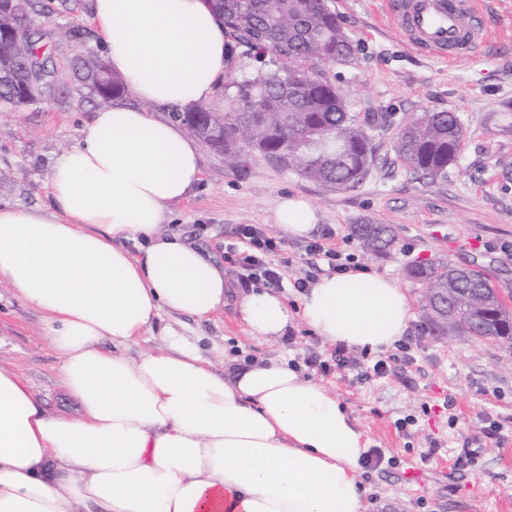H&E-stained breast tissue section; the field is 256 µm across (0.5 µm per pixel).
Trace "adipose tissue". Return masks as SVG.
Masks as SVG:
<instances>
[{"instance_id":"adipose-tissue-1","label":"adipose tissue","mask_w":512,"mask_h":512,"mask_svg":"<svg viewBox=\"0 0 512 512\" xmlns=\"http://www.w3.org/2000/svg\"><path fill=\"white\" fill-rule=\"evenodd\" d=\"M88 21L138 106L99 108L61 152L49 208L0 206V283L44 316L79 417L48 413L0 365V512H363L364 433L335 394L287 359H230L215 371L164 327V347L126 346L162 315L204 321L229 290L224 271L177 233L166 209L201 179L198 144L158 107L212 98L224 80V21L210 0H92ZM280 230L316 227L287 196ZM293 314L257 287L236 310L251 336L276 340L294 317L332 345L392 347L414 313L375 270L321 276Z\"/></svg>"}]
</instances>
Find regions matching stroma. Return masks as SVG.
I'll use <instances>...</instances> for the list:
<instances>
[{"mask_svg": "<svg viewBox=\"0 0 512 512\" xmlns=\"http://www.w3.org/2000/svg\"><path fill=\"white\" fill-rule=\"evenodd\" d=\"M48 32L45 52L61 85L55 99L0 109V170L12 181L0 185V204L48 207V180L56 158L77 144L101 99L89 97L75 67L102 46L87 17L91 0H42ZM336 13L357 44L353 61L327 66L326 73L358 117L383 116L373 135L378 160L356 187L337 189L299 177L251 154L243 168H231L223 153L203 149L201 180L172 205L167 231L188 238L224 266L233 292H243L237 272L224 261L238 247L242 224L271 228L280 199L304 197L316 210L314 238L333 229L337 251L356 263L395 278L411 300L420 288L406 276L418 261H445L486 277L512 309V132L493 129V119L512 106V0H478L483 37L478 49L455 62L417 51L389 26L382 0H334ZM458 113L466 128L456 163L436 180L422 179L398 160L393 133L420 112ZM389 224L398 235L391 253L366 255L352 235L356 224ZM275 261L286 274L280 291L289 308L298 305L293 283L318 278L328 266L305 254L304 242L287 239ZM41 312L0 285V364L14 369L48 412L78 416L80 404L65 388L61 358L42 333ZM194 342L199 354L223 370L230 358L286 357L304 377L336 394L356 419L369 447L382 449L394 466L360 468L364 512H512V340L465 335L434 336L415 313L403 341L409 361H396L383 378H362L366 363L351 352L353 367L324 373L305 367V357L331 360L334 345L294 321L285 336H250L233 306L199 322L166 316ZM415 416L407 431L398 419ZM501 422V438L462 468L454 462L467 442L482 437L487 419Z\"/></svg>", "mask_w": 512, "mask_h": 512, "instance_id": "stroma-1", "label": "stroma"}]
</instances>
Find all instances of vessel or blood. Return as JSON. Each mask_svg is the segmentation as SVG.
Returning a JSON list of instances; mask_svg holds the SVG:
<instances>
[{
  "label": "vessel or blood",
  "instance_id": "vessel-or-blood-1",
  "mask_svg": "<svg viewBox=\"0 0 512 512\" xmlns=\"http://www.w3.org/2000/svg\"><path fill=\"white\" fill-rule=\"evenodd\" d=\"M384 10L410 46L429 53L464 57L481 39L474 0H385Z\"/></svg>",
  "mask_w": 512,
  "mask_h": 512
}]
</instances>
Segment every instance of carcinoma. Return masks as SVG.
<instances>
[{
  "label": "carcinoma",
  "instance_id": "carcinoma-1",
  "mask_svg": "<svg viewBox=\"0 0 512 512\" xmlns=\"http://www.w3.org/2000/svg\"><path fill=\"white\" fill-rule=\"evenodd\" d=\"M0 0V27L13 31V41L0 45V106L15 107L17 90L28 78L38 81L39 100L51 98L57 73L39 58L41 15L37 0ZM224 17L232 53L225 70V112L196 105L176 113L189 135L224 152L233 167L254 152L288 165L298 176L332 185L354 187L365 179L377 157L371 130L379 120L363 122L348 111L342 93L323 66L347 62L354 40L342 25L333 0H214ZM259 51L275 56L274 68L239 78L242 62ZM80 81L89 94L105 101L125 92L122 79L98 57L81 63ZM466 128L455 112H422L394 133L403 165L434 180L443 176L462 149ZM352 232L375 255L390 252L395 229L387 224H355ZM422 284L420 307L437 335L467 334L480 338L512 336V312L478 273L452 261L418 265L409 270Z\"/></svg>",
  "mask_w": 512,
  "mask_h": 512
}]
</instances>
